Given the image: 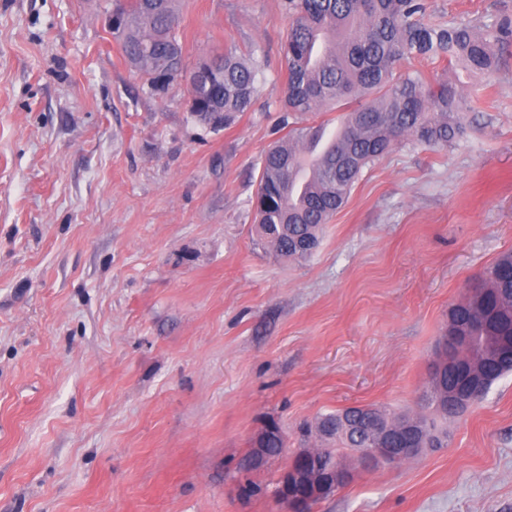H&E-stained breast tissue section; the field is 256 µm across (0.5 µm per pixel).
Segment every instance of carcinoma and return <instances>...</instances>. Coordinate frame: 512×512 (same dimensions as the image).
Here are the masks:
<instances>
[{
    "mask_svg": "<svg viewBox=\"0 0 512 512\" xmlns=\"http://www.w3.org/2000/svg\"><path fill=\"white\" fill-rule=\"evenodd\" d=\"M175 4L112 0V33L150 91L157 90L161 76H180L189 87L191 116L221 130L250 109L264 61L245 63L227 49L212 64H200L212 71L211 82L192 80L196 71H187L183 63ZM283 9L288 17L283 51L287 80L280 125L288 134L260 158L255 244L271 248L280 258L302 261L317 250L325 224L345 206L364 168L404 142L445 148L463 129L470 101L459 85H432L414 62L441 59L467 74L493 71L500 65L499 51L512 45V18L505 15L478 26L430 24L423 20L420 0H284ZM361 97L365 101L342 116L333 148L317 157L325 128L300 126L296 117ZM511 266L510 251L474 286L473 294L484 296L480 313L464 304L449 311L452 321L482 323L481 335L496 347L493 356L462 350L454 357L443 384L461 396L474 383L485 395L512 372V359L506 356L512 345V276L506 272ZM437 390L430 382L422 398L434 418L423 413L394 417L374 406H352L325 414L315 428L302 431L329 440L323 454L327 464L369 447L373 427L397 420L414 423L418 447L444 448L437 420L453 418L471 404H439ZM265 447L272 457L281 454L285 437L279 426L267 434Z\"/></svg>",
    "mask_w": 512,
    "mask_h": 512,
    "instance_id": "obj_1",
    "label": "carcinoma"
}]
</instances>
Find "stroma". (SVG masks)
<instances>
[{"label": "stroma", "instance_id": "stroma-1", "mask_svg": "<svg viewBox=\"0 0 512 512\" xmlns=\"http://www.w3.org/2000/svg\"><path fill=\"white\" fill-rule=\"evenodd\" d=\"M111 0H0V512H283L299 427L351 405L420 413L451 307L512 251V48L464 78V131L364 169L306 261L256 246L279 128L281 0H180L184 64L260 57L213 131L185 85L148 91ZM427 19L512 0H426ZM288 436L257 469L269 422ZM259 491L240 498L245 482ZM312 512H512V374L448 445L356 471Z\"/></svg>", "mask_w": 512, "mask_h": 512}]
</instances>
